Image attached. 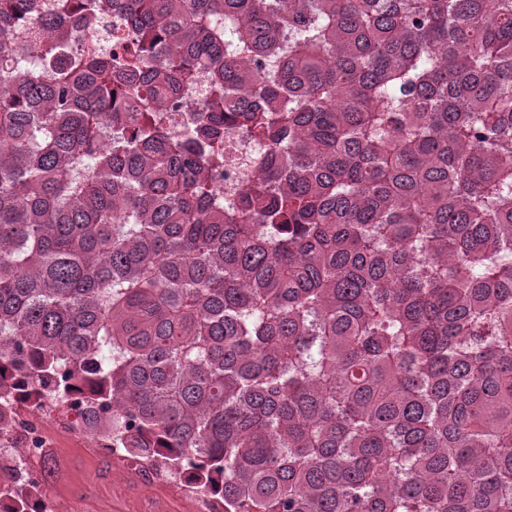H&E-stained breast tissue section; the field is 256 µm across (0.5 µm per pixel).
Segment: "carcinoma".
Returning <instances> with one entry per match:
<instances>
[{"label":"carcinoma","mask_w":512,"mask_h":512,"mask_svg":"<svg viewBox=\"0 0 512 512\" xmlns=\"http://www.w3.org/2000/svg\"><path fill=\"white\" fill-rule=\"evenodd\" d=\"M13 391L224 512H512V0H0ZM255 145L246 141L234 130L224 132V155L230 164L229 170L232 175H238L240 178L256 177V169L253 170L247 158L253 154Z\"/></svg>","instance_id":"carcinoma-1"}]
</instances>
